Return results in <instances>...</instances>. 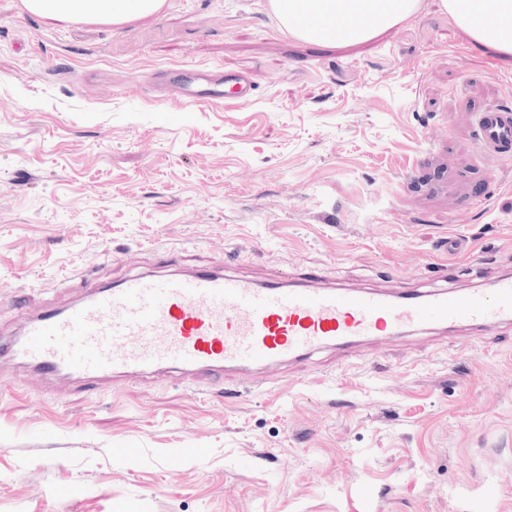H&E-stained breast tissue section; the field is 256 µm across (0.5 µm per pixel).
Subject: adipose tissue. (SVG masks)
I'll list each match as a JSON object with an SVG mask.
<instances>
[{
	"label": "adipose tissue",
	"mask_w": 512,
	"mask_h": 512,
	"mask_svg": "<svg viewBox=\"0 0 512 512\" xmlns=\"http://www.w3.org/2000/svg\"><path fill=\"white\" fill-rule=\"evenodd\" d=\"M165 0H24L30 12L58 19L120 24L158 12ZM420 0H269L296 38L317 44L358 43L417 13ZM472 42L512 56V0H439Z\"/></svg>",
	"instance_id": "1"
}]
</instances>
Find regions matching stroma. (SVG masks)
Here are the masks:
<instances>
[{"instance_id": "35a3bbf8", "label": "stroma", "mask_w": 512, "mask_h": 512, "mask_svg": "<svg viewBox=\"0 0 512 512\" xmlns=\"http://www.w3.org/2000/svg\"><path fill=\"white\" fill-rule=\"evenodd\" d=\"M171 68L253 79L188 105ZM512 58L437 0L375 38L317 46L268 0H166L121 24L0 0V329L14 290L62 306L80 264L112 278L280 259L351 286L479 288L512 273ZM386 369L372 372L368 359ZM264 391L175 380L51 395L0 379V512H512V328L325 350ZM478 148L497 157L512 147V114L507 111L484 112L479 120Z\"/></svg>"}]
</instances>
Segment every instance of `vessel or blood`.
Instances as JSON below:
<instances>
[{
    "label": "vessel or blood",
    "instance_id": "obj_1",
    "mask_svg": "<svg viewBox=\"0 0 512 512\" xmlns=\"http://www.w3.org/2000/svg\"><path fill=\"white\" fill-rule=\"evenodd\" d=\"M223 83L242 96L252 89L244 75L225 76ZM220 84L200 79L187 104L218 92ZM477 145L492 157L511 150L512 113H483ZM94 274L87 267L61 280L57 289L73 293L72 302L29 314L0 340V359L64 391L142 383L161 371L192 391L211 380L242 377L259 391L269 368L325 349L419 331L469 327L487 333L512 325L511 275L460 291L401 281L390 288H348L317 273L291 272L285 262L262 280L220 265L136 273L105 285L95 284Z\"/></svg>",
    "mask_w": 512,
    "mask_h": 512
}]
</instances>
